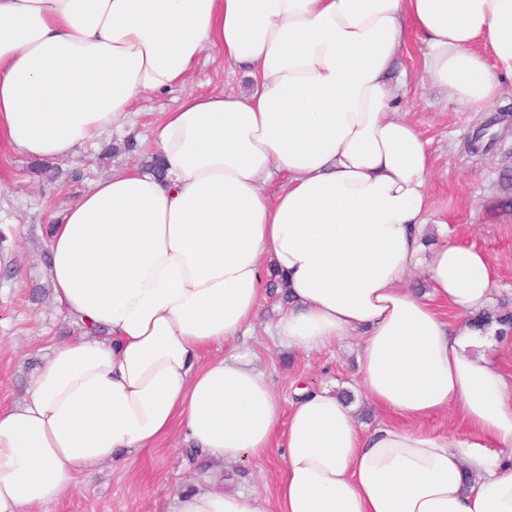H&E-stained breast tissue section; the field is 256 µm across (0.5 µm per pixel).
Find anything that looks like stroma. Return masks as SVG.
<instances>
[{"label":"stroma","mask_w":512,"mask_h":512,"mask_svg":"<svg viewBox=\"0 0 512 512\" xmlns=\"http://www.w3.org/2000/svg\"><path fill=\"white\" fill-rule=\"evenodd\" d=\"M425 46L408 31L392 80L404 81L394 109L414 122L428 143L433 165L429 193L448 225L449 239L476 245L495 266L502 291L497 305L512 310V79H503L496 102L480 112L447 102L422 72ZM244 71L204 61L184 87L143 96L129 136L133 152L104 154L106 144L122 141L108 134L72 158L34 161L12 152L0 154V252L19 260L0 268V408L20 403L52 340L76 336L80 325L55 303L43 277L48 228L66 203L112 170L140 163L150 150L149 130L160 113L175 109L184 94L249 88ZM277 298H268L248 339L257 364L281 399L296 384H354L359 346L349 339L333 350L305 354L281 349L265 332L277 315ZM198 465L180 433L137 455L128 467H98L77 492L65 494L42 512H174V494L189 483ZM274 458L233 465L224 475L228 489L275 493Z\"/></svg>","instance_id":"1"}]
</instances>
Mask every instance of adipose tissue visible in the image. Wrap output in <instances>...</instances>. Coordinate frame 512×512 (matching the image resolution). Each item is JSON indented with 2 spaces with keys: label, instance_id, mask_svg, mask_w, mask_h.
Wrapping results in <instances>:
<instances>
[{
  "label": "adipose tissue",
  "instance_id": "obj_1",
  "mask_svg": "<svg viewBox=\"0 0 512 512\" xmlns=\"http://www.w3.org/2000/svg\"><path fill=\"white\" fill-rule=\"evenodd\" d=\"M410 27L450 102L494 104L512 0H0V147L29 158L124 130L206 57L252 85L183 97L151 128L164 176L112 171L50 230L44 275L84 333L0 410V512H35L177 428L207 464L175 512H512L496 363L512 337L473 326L497 272L434 222L427 143L392 107ZM419 267L423 295L401 285ZM272 276L289 301L271 336L304 352L357 338V389L396 423L363 428L326 386L282 403L240 346ZM445 411L463 432L417 428ZM274 448V497L225 490L228 465Z\"/></svg>",
  "mask_w": 512,
  "mask_h": 512
}]
</instances>
